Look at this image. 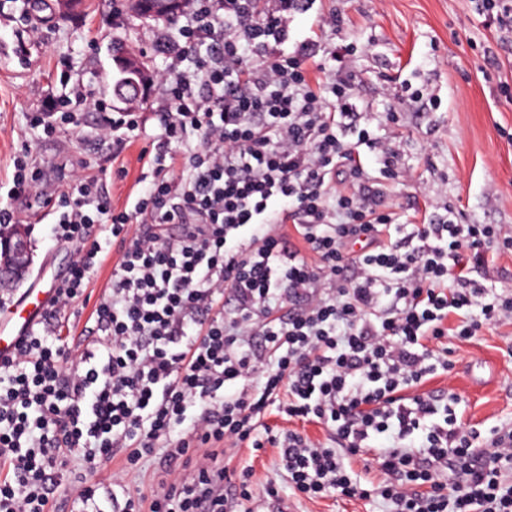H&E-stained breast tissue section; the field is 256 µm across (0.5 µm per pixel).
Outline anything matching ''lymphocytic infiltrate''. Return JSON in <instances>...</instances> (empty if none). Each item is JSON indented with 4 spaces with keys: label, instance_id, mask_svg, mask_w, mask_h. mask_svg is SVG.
I'll use <instances>...</instances> for the list:
<instances>
[{
    "label": "lymphocytic infiltrate",
    "instance_id": "1",
    "mask_svg": "<svg viewBox=\"0 0 512 512\" xmlns=\"http://www.w3.org/2000/svg\"><path fill=\"white\" fill-rule=\"evenodd\" d=\"M190 0L176 41L190 69L163 75V95L116 110L78 92L48 99L29 123L53 138L72 105L125 142L157 119L163 133L132 208H113L97 177L68 175L43 193L28 150L13 157L15 196L49 195L52 238L74 246L42 326L0 362V512H51L52 475L125 471L159 458L163 490L116 477L121 512H237L253 502L251 466L219 452L272 447L302 499L379 498L387 512H512V427L481 440L457 423L456 394L423 391L447 367L441 344L512 319V297L474 279L482 249L512 247L494 224L413 225L391 235L381 182L361 148L398 167L400 153L357 123L352 88L327 78L309 42L287 48L275 0ZM198 136L182 158L177 146ZM350 191L337 190V182ZM122 251L87 339L62 334L102 251ZM324 425L329 444L264 431L272 412ZM363 460L376 485L356 477Z\"/></svg>",
    "mask_w": 512,
    "mask_h": 512
}]
</instances>
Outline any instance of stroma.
I'll return each mask as SVG.
<instances>
[{
	"instance_id": "1",
	"label": "stroma",
	"mask_w": 512,
	"mask_h": 512,
	"mask_svg": "<svg viewBox=\"0 0 512 512\" xmlns=\"http://www.w3.org/2000/svg\"><path fill=\"white\" fill-rule=\"evenodd\" d=\"M478 0H313L288 11V41L310 38L321 53L343 54L356 104L380 135L400 149L397 177L384 178L374 155L365 169L381 177L386 203L401 223L429 222L436 207L450 204L466 224L512 228V37L491 18L478 14ZM114 0H85L79 13L31 19L27 0H0V203L13 205L26 222L33 268L52 262L68 267L72 250L47 235L54 215L43 200L12 198V159L29 147L47 189L62 185L66 167L93 162L114 207L131 206L129 194L140 174L138 156L158 141L156 120L121 149L102 144L94 113L82 110L75 125L51 140L30 129L27 115L39 111L47 95H70L88 87L111 95L115 66L112 42L120 39L147 57L154 72L173 61L157 46L158 27L115 13ZM342 30L324 26L333 13ZM398 123L387 122L390 111ZM453 367L434 375L430 390L461 398L459 419L482 438L512 425V323L483 327L467 341L449 339ZM120 460L94 473L78 465L59 472L58 501L79 483L98 485L104 512L112 504V476ZM292 512H382L379 503L345 497L297 500L281 492Z\"/></svg>"
}]
</instances>
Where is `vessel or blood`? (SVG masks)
<instances>
[{
	"label": "vessel or blood",
	"instance_id": "obj_1",
	"mask_svg": "<svg viewBox=\"0 0 512 512\" xmlns=\"http://www.w3.org/2000/svg\"><path fill=\"white\" fill-rule=\"evenodd\" d=\"M58 270L39 271L5 316H0V360L11 358L32 327L44 316L51 288L61 280Z\"/></svg>",
	"mask_w": 512,
	"mask_h": 512
}]
</instances>
